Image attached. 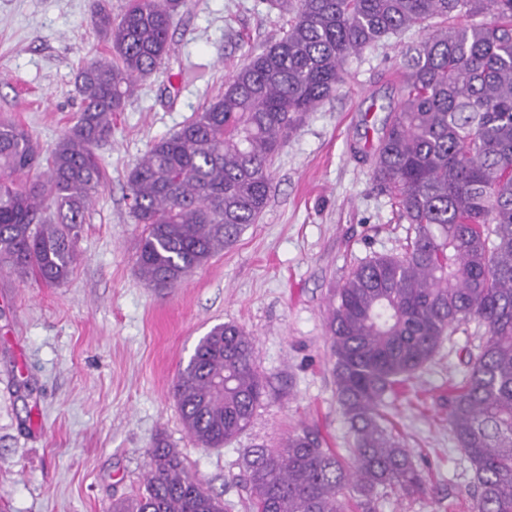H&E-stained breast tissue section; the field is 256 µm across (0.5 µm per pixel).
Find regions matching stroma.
Listing matches in <instances>:
<instances>
[{
  "label": "stroma",
  "mask_w": 512,
  "mask_h": 512,
  "mask_svg": "<svg viewBox=\"0 0 512 512\" xmlns=\"http://www.w3.org/2000/svg\"><path fill=\"white\" fill-rule=\"evenodd\" d=\"M96 1L0 0V120L20 123L43 147L76 121L80 67L108 53L92 23ZM287 28L266 0H187L164 62L139 81L96 149L103 184L70 279L49 287L0 273V512H110L113 500L142 488L158 438L228 512H249L238 483L244 449L303 426L339 453L351 448L325 324L351 268L399 252L408 235L373 182L372 157L385 107L397 99V49L423 33L350 59L345 86L309 112L274 158L268 205L234 245L175 288L149 287L136 269L142 227L126 199L128 170ZM224 322L254 338L270 394L237 439L201 448L170 388L199 338ZM482 342L477 324L459 327L389 406L433 491L411 500L389 494L379 512H473L472 470L448 431V385L464 378Z\"/></svg>",
  "instance_id": "obj_1"
}]
</instances>
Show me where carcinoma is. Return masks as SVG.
I'll list each match as a JSON object with an SVG mask.
<instances>
[{
	"mask_svg": "<svg viewBox=\"0 0 512 512\" xmlns=\"http://www.w3.org/2000/svg\"><path fill=\"white\" fill-rule=\"evenodd\" d=\"M267 3L289 16L284 36L250 54L224 93L127 172L131 214L143 225L136 263L149 286L177 287L256 223L272 192L273 158L345 83L352 56L410 29L425 38L401 50L397 101L373 155V180L410 225L407 244L353 267L327 317L352 461L307 426L273 448L246 449L252 512H377L389 490L424 494L423 473L384 408L472 321L485 341L469 355L465 379L448 387V430L471 464L475 512H512V0ZM183 5L128 0L117 18L95 5L110 56L78 71L80 113L51 149L0 121V272L47 285L69 279L103 181L94 147L111 136L112 113L124 110L136 82L161 66ZM171 393L199 447L224 446L267 396L254 340L236 324L214 325ZM112 512H224V503L158 440L144 490L113 502Z\"/></svg>",
	"mask_w": 512,
	"mask_h": 512,
	"instance_id": "carcinoma-1",
	"label": "carcinoma"
}]
</instances>
